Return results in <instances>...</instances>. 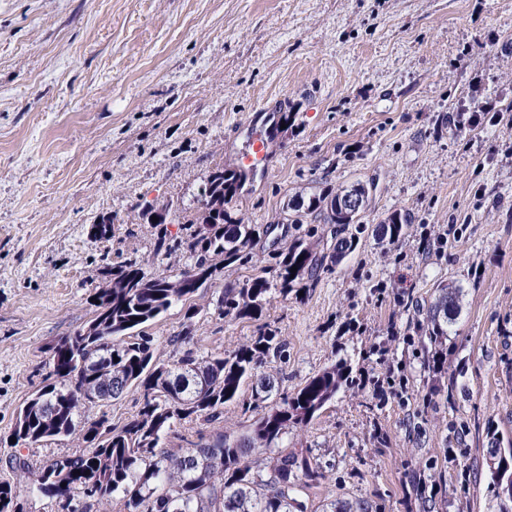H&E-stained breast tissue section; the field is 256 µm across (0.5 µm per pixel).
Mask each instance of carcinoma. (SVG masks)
Listing matches in <instances>:
<instances>
[{"mask_svg":"<svg viewBox=\"0 0 512 512\" xmlns=\"http://www.w3.org/2000/svg\"><path fill=\"white\" fill-rule=\"evenodd\" d=\"M239 181L240 176L216 166L201 189V207L186 219L198 225L194 234L171 243L166 231L158 233L156 252H189L193 263L180 277L149 276L131 259L104 267L106 286L92 296L94 319L47 349L41 386L18 410L12 430L16 444L27 448L77 436L88 451L58 456L37 472L17 456L10 459L20 480L0 482V512H23L20 496L27 490L58 506L68 501L69 512H90V501L105 505L116 497L125 500L129 512H298V481L316 483L322 477L318 468L281 451L268 462L256 454L279 447L289 425L311 422L339 392L354 388L347 365L327 367L293 394L277 398L273 380L257 375L269 358L286 356L287 343L270 326L259 327L249 343L228 354L200 356L187 349L167 362L157 356L145 331L180 302L186 306L187 323L176 342L192 343V319L199 313L192 303L194 294L215 279L220 266L252 261L256 240L272 231L270 224L245 223L228 207ZM348 194L368 197L362 186L331 188L296 205L305 215H320L324 223L336 225L338 239L329 251L320 249L319 241L295 239L275 253V281L255 274L240 288H224L216 300L218 317L254 318L273 294L286 298L296 285L315 283L319 271L339 264L354 241L342 233L362 219L337 207L339 198ZM170 215L166 206L142 207L137 213L141 223L158 226ZM409 227L408 220L395 213L379 225L381 236L392 242ZM459 294L458 288L438 289L427 315L429 336L448 335ZM247 382L251 401L244 403L245 410H262L250 434L234 440L222 433L200 435L195 441L184 437L186 447L169 448L182 423L224 422V405L237 401ZM131 391L139 393V409L124 425L112 426L104 413L85 417L87 407ZM489 479L492 512H502L504 495L495 471H489Z\"/></svg>","mask_w":512,"mask_h":512,"instance_id":"cac0c4a2","label":"carcinoma"}]
</instances>
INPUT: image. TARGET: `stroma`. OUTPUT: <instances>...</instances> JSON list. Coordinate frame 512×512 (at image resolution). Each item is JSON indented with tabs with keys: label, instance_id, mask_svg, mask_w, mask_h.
I'll return each mask as SVG.
<instances>
[{
	"label": "stroma",
	"instance_id": "stroma-1",
	"mask_svg": "<svg viewBox=\"0 0 512 512\" xmlns=\"http://www.w3.org/2000/svg\"><path fill=\"white\" fill-rule=\"evenodd\" d=\"M491 103L495 124L448 114ZM268 162L232 199L252 224L308 194L371 186L365 233L314 287L275 298L260 320L218 318L225 265L194 297L197 354L232 352L268 323L287 361L261 371L295 392L347 361L338 393L289 452L317 464L304 512H488L485 450L512 443V0H0V481L85 451L74 438L11 446L48 347L86 326L104 266L129 259L177 275L188 253H156L136 205L195 213L217 164L234 167L255 127ZM408 213L397 241L380 223ZM113 220L110 239L90 229ZM322 218L276 225L255 253L328 239ZM441 285L462 289L449 335L422 325ZM185 309L147 331L161 359ZM404 380L378 396L371 378Z\"/></svg>",
	"mask_w": 512,
	"mask_h": 512
}]
</instances>
